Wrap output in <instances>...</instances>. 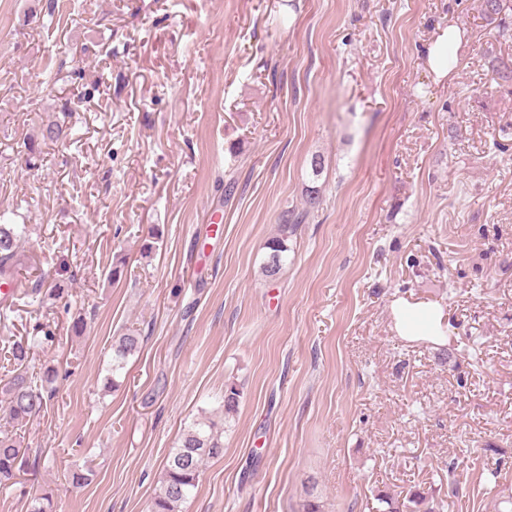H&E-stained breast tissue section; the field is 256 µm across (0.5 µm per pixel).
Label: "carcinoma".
Masks as SVG:
<instances>
[{
	"label": "carcinoma",
	"instance_id": "carcinoma-1",
	"mask_svg": "<svg viewBox=\"0 0 512 512\" xmlns=\"http://www.w3.org/2000/svg\"><path fill=\"white\" fill-rule=\"evenodd\" d=\"M504 0H481L482 17L496 25L498 37L512 40V25L502 17ZM70 127L59 119L49 121L43 129V136L51 141H65ZM301 216L289 217V222L279 225L278 236L268 242L270 250L263 273L270 277L274 270L282 269L288 257V240L296 233ZM26 227L18 224L0 223V276H8L18 265L19 244ZM42 342L39 336H21L13 340L8 361L13 365V374L0 388L5 407L3 412L9 419L23 421L40 415L46 405L45 395L54 391L59 371L51 366L39 375L30 372V363L35 348ZM143 337L136 329L128 328L112 340V376L107 382L115 383V376L125 368L130 357L140 352ZM240 389L232 383L224 390L217 412L226 418L236 412ZM224 455V424L212 417L201 416L186 425L163 464L160 485L151 497L147 512H182V505L192 496L198 486L200 472L205 462ZM25 449L18 445L13 436H0V490H8L21 473L28 470ZM377 512H440V504L430 501L425 493L416 492L400 499L388 492L377 494Z\"/></svg>",
	"mask_w": 512,
	"mask_h": 512
}]
</instances>
